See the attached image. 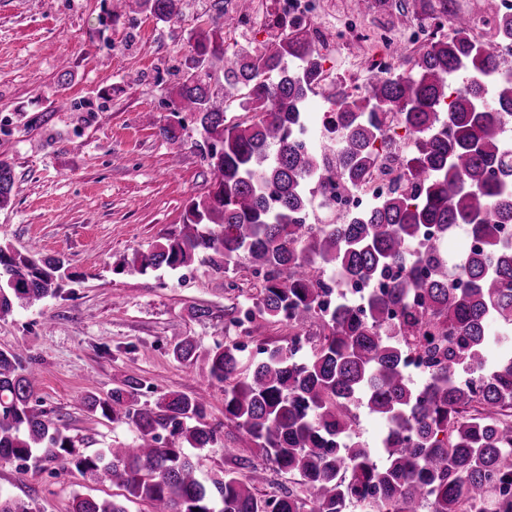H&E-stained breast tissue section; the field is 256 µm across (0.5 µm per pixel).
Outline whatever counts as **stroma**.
Instances as JSON below:
<instances>
[{
	"label": "stroma",
	"instance_id": "1",
	"mask_svg": "<svg viewBox=\"0 0 512 512\" xmlns=\"http://www.w3.org/2000/svg\"><path fill=\"white\" fill-rule=\"evenodd\" d=\"M208 7L185 0L167 22L120 11L104 27L103 0H0V161L15 175L0 210V246L60 257L72 277L40 305L0 316V349H23L35 361L43 409L87 455L133 434L87 413L86 393L134 377L144 384L141 407L163 392L203 398L224 434L223 445L194 452L205 478L255 452L224 419V387L208 377L206 353L239 343L247 367L259 349L289 342L287 328L269 318L245 330L230 325V312L257 293L247 267L228 278L200 260L176 271L129 265L177 229L210 186L197 124L186 122L175 143L160 134L173 120L171 73L185 66ZM197 307L209 317H194ZM187 336L200 356L176 361L172 349ZM119 493L70 467L0 461V494L29 512H72L75 496Z\"/></svg>",
	"mask_w": 512,
	"mask_h": 512
}]
</instances>
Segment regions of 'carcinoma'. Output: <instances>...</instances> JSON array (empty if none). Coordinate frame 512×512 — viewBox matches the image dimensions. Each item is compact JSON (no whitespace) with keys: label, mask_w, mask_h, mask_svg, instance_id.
<instances>
[{"label":"carcinoma","mask_w":512,"mask_h":512,"mask_svg":"<svg viewBox=\"0 0 512 512\" xmlns=\"http://www.w3.org/2000/svg\"><path fill=\"white\" fill-rule=\"evenodd\" d=\"M166 22L181 0H116ZM253 0H214L175 85L172 114H191L203 131L211 189L186 208L166 243L133 264L177 269L201 256L226 276L246 261L262 288L231 319L242 327L268 316L288 326L286 347L240 375V346L218 344L209 376L224 385V418L256 447L242 475L205 483L189 448L221 439L196 397L171 392L136 407L143 383L120 380L82 405L136 433V449L84 455L65 426L38 408L37 372L18 349H0V459L62 463L125 491L150 512H512V352L487 354L512 335V63L495 52L512 37V18L494 0H394L386 23L454 17L451 32L398 54L390 71L368 68L363 83L324 69L327 45L313 22L267 13L261 45L225 41ZM224 79V92L211 81ZM320 94L341 129L334 142L308 141L307 104ZM252 113L228 115L229 103ZM401 144L400 184L340 223L315 187L349 192L370 183L385 153ZM14 174L0 162V209ZM319 223H309L313 209ZM463 229L479 245L448 254ZM61 258L0 247V315L61 289ZM361 306L327 304L347 277L378 280ZM409 349L425 358V381H410ZM178 361L196 355L185 338ZM362 408L387 421L378 447L354 440ZM297 474L303 493L256 494L267 470ZM124 501L78 496L72 512H129Z\"/></svg>","instance_id":"cac0c4a2"}]
</instances>
